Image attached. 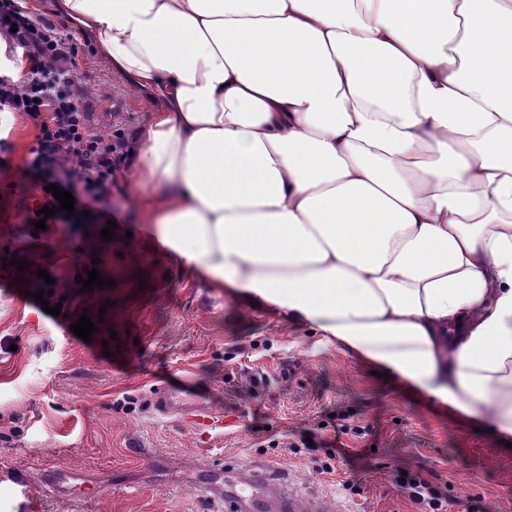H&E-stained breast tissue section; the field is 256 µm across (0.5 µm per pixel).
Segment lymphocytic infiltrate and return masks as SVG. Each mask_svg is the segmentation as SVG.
<instances>
[{
	"label": "lymphocytic infiltrate",
	"mask_w": 512,
	"mask_h": 512,
	"mask_svg": "<svg viewBox=\"0 0 512 512\" xmlns=\"http://www.w3.org/2000/svg\"><path fill=\"white\" fill-rule=\"evenodd\" d=\"M0 40L7 62L19 57L27 63L17 75L0 67V111L21 112L36 122V144L23 172L42 189L37 206L55 209L57 200L46 190L54 183L70 191L75 203L70 213L55 209L49 224H70L87 212L106 223L113 215L112 187L127 159L126 141L88 122L76 75L81 45L55 23L33 17L26 0H0ZM394 484L420 512H444L448 484L438 476L402 468Z\"/></svg>",
	"instance_id": "f902f5d3"
}]
</instances>
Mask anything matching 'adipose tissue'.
Wrapping results in <instances>:
<instances>
[{"mask_svg": "<svg viewBox=\"0 0 512 512\" xmlns=\"http://www.w3.org/2000/svg\"><path fill=\"white\" fill-rule=\"evenodd\" d=\"M161 100L154 235L512 438V0H56Z\"/></svg>", "mask_w": 512, "mask_h": 512, "instance_id": "adipose-tissue-1", "label": "adipose tissue"}]
</instances>
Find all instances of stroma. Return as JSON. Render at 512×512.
Returning <instances> with one entry per match:
<instances>
[{"label":"stroma","mask_w":512,"mask_h":512,"mask_svg":"<svg viewBox=\"0 0 512 512\" xmlns=\"http://www.w3.org/2000/svg\"><path fill=\"white\" fill-rule=\"evenodd\" d=\"M77 77L92 128L135 140L153 102L96 52L79 58ZM35 135L31 118L0 112V157L11 166L0 179V512H225L203 499V470L223 469L230 493L246 463L265 476L250 486L260 497L267 476L283 473L280 491L346 512H417L391 484L396 469L410 468L447 479V512H467L473 496L484 512H512V455L475 421L237 304L148 231L124 181L112 188L121 222L111 240L89 216L33 236L23 219L38 190L20 172ZM13 257L29 269L10 266ZM91 260L110 285L74 295L65 319L17 283L41 269L63 278ZM84 314L99 321L88 343L71 330ZM253 375L265 384L250 388ZM174 384L187 401L212 405L208 432L155 414L154 392ZM345 408L364 432L340 435L331 471L271 447ZM17 468L34 475L24 497L6 478ZM49 471L72 475L78 490L46 492Z\"/></svg>","instance_id":"stroma-1"}]
</instances>
